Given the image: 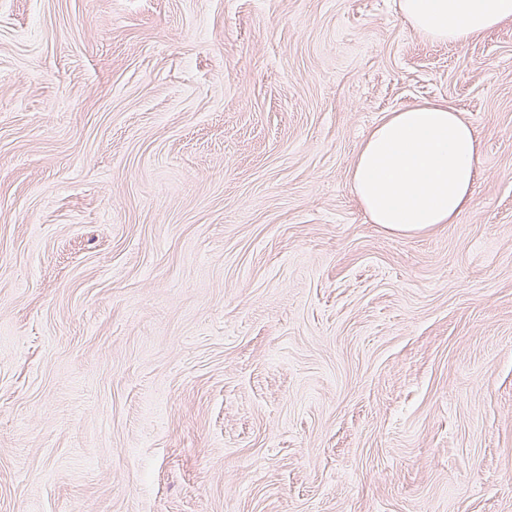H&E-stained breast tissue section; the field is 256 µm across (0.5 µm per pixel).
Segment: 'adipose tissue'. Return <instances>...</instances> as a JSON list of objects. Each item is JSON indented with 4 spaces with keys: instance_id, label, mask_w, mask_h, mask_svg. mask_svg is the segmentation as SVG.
<instances>
[{
    "instance_id": "1",
    "label": "adipose tissue",
    "mask_w": 512,
    "mask_h": 512,
    "mask_svg": "<svg viewBox=\"0 0 512 512\" xmlns=\"http://www.w3.org/2000/svg\"><path fill=\"white\" fill-rule=\"evenodd\" d=\"M424 38L466 42L512 21V0H398ZM480 167L472 127L442 104L391 113L366 138L350 190L372 223L401 235L453 224L474 207Z\"/></svg>"
}]
</instances>
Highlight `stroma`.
I'll return each mask as SVG.
<instances>
[{"instance_id": "1", "label": "stroma", "mask_w": 512, "mask_h": 512, "mask_svg": "<svg viewBox=\"0 0 512 512\" xmlns=\"http://www.w3.org/2000/svg\"><path fill=\"white\" fill-rule=\"evenodd\" d=\"M443 103L475 205L349 190ZM0 512H512V22L0 0ZM479 167L477 137L459 113L442 104L406 108L366 138L350 190L372 223L412 235L473 209Z\"/></svg>"}]
</instances>
